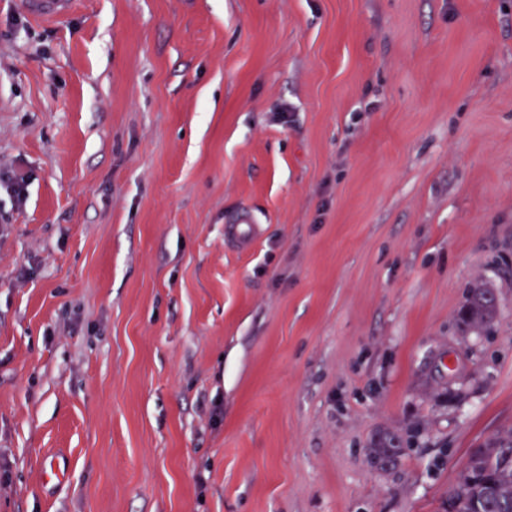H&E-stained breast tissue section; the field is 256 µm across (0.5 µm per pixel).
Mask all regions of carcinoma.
<instances>
[{
  "label": "carcinoma",
  "instance_id": "obj_1",
  "mask_svg": "<svg viewBox=\"0 0 512 512\" xmlns=\"http://www.w3.org/2000/svg\"><path fill=\"white\" fill-rule=\"evenodd\" d=\"M499 314L494 293L477 284L469 289L460 311L462 333L488 331ZM371 462L387 466L397 461L401 439L394 433L375 435L368 443ZM446 512H512V433L490 439L470 452L468 462L448 491Z\"/></svg>",
  "mask_w": 512,
  "mask_h": 512
}]
</instances>
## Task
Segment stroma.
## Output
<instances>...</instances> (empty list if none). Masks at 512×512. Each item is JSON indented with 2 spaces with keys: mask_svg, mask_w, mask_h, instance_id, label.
Listing matches in <instances>:
<instances>
[{
  "mask_svg": "<svg viewBox=\"0 0 512 512\" xmlns=\"http://www.w3.org/2000/svg\"><path fill=\"white\" fill-rule=\"evenodd\" d=\"M0 169V512H441L512 431V0H0ZM74 0H26L30 15L37 19L55 20L67 14ZM27 179L18 174L0 173V193L5 192L16 203H21L27 192ZM224 238L241 247H248L260 233V222L254 214L241 208L232 217L225 220ZM499 314L494 293L477 284L469 289L466 304L460 311L458 326L463 334L474 333L481 336L496 322ZM371 462L376 466L395 464L401 448V439L394 433L383 432L375 435L368 443Z\"/></svg>",
  "mask_w": 512,
  "mask_h": 512,
  "instance_id": "1",
  "label": "stroma"
}]
</instances>
